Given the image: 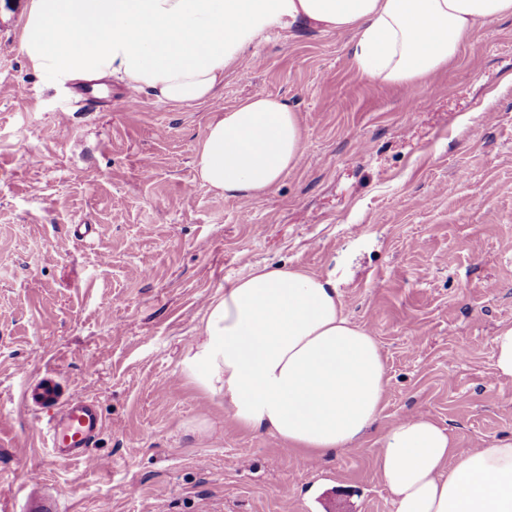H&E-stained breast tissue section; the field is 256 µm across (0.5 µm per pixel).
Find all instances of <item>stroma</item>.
<instances>
[{
    "mask_svg": "<svg viewBox=\"0 0 512 512\" xmlns=\"http://www.w3.org/2000/svg\"><path fill=\"white\" fill-rule=\"evenodd\" d=\"M25 0H0V512L39 476L60 512H393L381 433L421 414L463 448L512 438V18L481 28L418 93L366 80L349 32L277 31L209 100L126 89L93 112L19 50ZM262 91L288 100L301 163L265 198L202 185L208 123ZM94 225L95 246L73 234ZM332 278L387 369L367 436L304 467L183 376L208 304L258 266ZM30 375L96 400L89 463L43 445ZM29 375V376H30ZM493 343L496 375L499 378L512 379V323L498 328Z\"/></svg>",
    "mask_w": 512,
    "mask_h": 512,
    "instance_id": "1",
    "label": "stroma"
}]
</instances>
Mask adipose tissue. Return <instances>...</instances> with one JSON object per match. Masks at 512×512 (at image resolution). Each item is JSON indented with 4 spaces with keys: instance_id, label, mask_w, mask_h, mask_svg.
I'll return each mask as SVG.
<instances>
[{
    "instance_id": "ef3b65f1",
    "label": "adipose tissue",
    "mask_w": 512,
    "mask_h": 512,
    "mask_svg": "<svg viewBox=\"0 0 512 512\" xmlns=\"http://www.w3.org/2000/svg\"><path fill=\"white\" fill-rule=\"evenodd\" d=\"M507 16L512 0H26L19 44L48 79L112 77L186 105L211 98L276 28L355 32L364 78L415 91L474 31ZM304 145L295 109L258 92L210 121L193 164L210 189L259 199L297 167ZM181 367L242 428L307 461L361 441L388 383L375 336L344 315L335 281L291 265L256 267L213 299ZM379 442L394 512H512V439L464 450L420 415Z\"/></svg>"
}]
</instances>
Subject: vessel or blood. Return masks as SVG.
<instances>
[{"label":"vessel or blood","instance_id":"b4317fda","mask_svg":"<svg viewBox=\"0 0 512 512\" xmlns=\"http://www.w3.org/2000/svg\"><path fill=\"white\" fill-rule=\"evenodd\" d=\"M25 396L35 404L58 409L57 415L48 420L46 428L47 446L53 456L69 462L85 458L87 448L103 427L94 402L84 398L61 400L59 384L51 375L33 380Z\"/></svg>","mask_w":512,"mask_h":512}]
</instances>
